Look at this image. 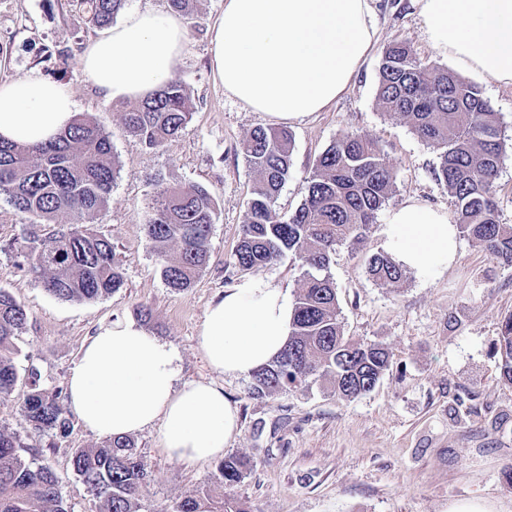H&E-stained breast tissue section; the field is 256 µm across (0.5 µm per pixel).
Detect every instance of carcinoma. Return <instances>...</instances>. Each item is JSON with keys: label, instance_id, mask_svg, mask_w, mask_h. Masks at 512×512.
<instances>
[{"label": "carcinoma", "instance_id": "obj_1", "mask_svg": "<svg viewBox=\"0 0 512 512\" xmlns=\"http://www.w3.org/2000/svg\"><path fill=\"white\" fill-rule=\"evenodd\" d=\"M89 22L108 27L125 0H84ZM376 104L403 120L437 153L435 177L448 189L457 228L493 259L512 266V225L498 219L495 182L505 139L494 112L478 87L456 73L421 63L409 43L395 40L383 52ZM191 120L188 96L174 78L123 112L126 131L147 148L177 138ZM292 134L285 128L252 130L241 151L257 176L243 224L235 263L258 269L291 254L305 267L293 304L288 344L269 364L251 374V394L265 396L309 381L325 380L336 394L357 398L371 391L390 364L380 343L361 344L345 336L336 288L327 275L336 246L360 240L375 223L394 188L392 169L379 144L346 133L318 157L304 186V199L290 215L276 209L291 170ZM117 176L109 136L83 113L55 139L33 146L0 141V196L26 225L10 248L24 258L44 288L62 300H97L124 284L112 241L94 230ZM146 234L157 248L165 284L174 291L192 287L209 259V235L216 217L212 193L200 185L156 179ZM58 229L40 233L38 225ZM174 251H169L170 245ZM368 274L382 284H398L406 269L393 255L374 254ZM26 310L0 289V399L18 382L16 336L25 328ZM501 373L512 380V315L498 336ZM29 391L20 406L25 422L41 434L68 429L60 391L28 374ZM74 474L102 502L100 512H139V497L149 475L136 442L110 437L93 448L73 451ZM246 462L224 459L216 476L225 487L244 478ZM0 512H69L56 473L26 455L14 433L0 431ZM174 512H249L235 498L214 500L208 492H187Z\"/></svg>", "mask_w": 512, "mask_h": 512}]
</instances>
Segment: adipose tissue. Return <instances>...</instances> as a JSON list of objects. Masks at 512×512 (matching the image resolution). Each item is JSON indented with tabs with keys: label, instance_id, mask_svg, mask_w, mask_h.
<instances>
[{
	"label": "adipose tissue",
	"instance_id": "1",
	"mask_svg": "<svg viewBox=\"0 0 512 512\" xmlns=\"http://www.w3.org/2000/svg\"><path fill=\"white\" fill-rule=\"evenodd\" d=\"M374 0H224L211 64L225 94L276 123L325 110L347 90L377 39ZM428 44L487 82L512 86V0H416ZM188 44L172 13L133 10L88 44L81 67L105 101L146 97L176 75ZM76 115L62 84L27 75L0 84V140L53 139ZM398 262L447 270L457 229L448 213L410 200L388 218ZM292 307L271 280L248 276L207 308L198 344L212 371L247 376L287 344ZM178 352L132 320L100 324L69 376V408L93 432L127 436L159 427L170 459L223 458L239 417L222 387L181 383Z\"/></svg>",
	"mask_w": 512,
	"mask_h": 512
}]
</instances>
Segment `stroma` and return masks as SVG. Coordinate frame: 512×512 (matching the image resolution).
Wrapping results in <instances>:
<instances>
[{
  "mask_svg": "<svg viewBox=\"0 0 512 512\" xmlns=\"http://www.w3.org/2000/svg\"><path fill=\"white\" fill-rule=\"evenodd\" d=\"M224 0H198L183 16L189 42L176 76L192 105L182 134L155 150L130 136L124 104L108 103L84 74L80 58L100 36L84 0H0V83L28 74L65 85L79 112L108 134L118 173L98 231L111 238L124 286L94 301H64L48 293L9 245L24 217L0 197V288L28 312L16 337L19 381L0 400V429L16 433L57 474L70 512H96L98 504L74 474L73 449L102 440L77 418L64 435L33 432L20 405L28 372L37 370L49 389L68 387L81 346L103 322L138 320L176 348L185 382H214L236 404L240 432L225 457L247 462L232 488L250 512H512V381L501 374L497 339L512 314V268L457 236L447 271L408 272L397 285L367 273L368 258L388 248L390 211L416 199L446 210L454 205L434 175L437 155L397 117L376 104L384 49L407 41L426 65L447 61L425 39L413 0H377V40L354 82L324 111L288 123L294 137L291 176L277 208L294 212L317 157L339 136L374 139L396 183L363 238L337 246L328 274L336 287L346 335L388 348L390 366L374 389L356 399L338 396L319 381L263 397L251 396L250 377L211 371L197 345L208 306L242 277L233 262L255 174L240 151L254 128L269 126L260 112L224 92L211 68L210 30ZM498 112L506 151L496 180L499 220L512 224V87L480 83ZM199 184L217 199L210 259L194 286L168 288L161 261L144 224L156 178ZM147 307L150 316L140 319ZM134 439L150 474L141 512H172L187 491L219 493L214 463L186 466L159 447V430Z\"/></svg>",
  "mask_w": 512,
  "mask_h": 512,
  "instance_id": "35a3bbf8",
  "label": "stroma"
}]
</instances>
